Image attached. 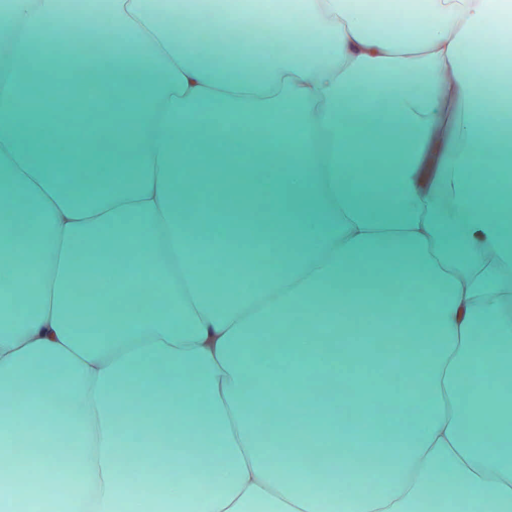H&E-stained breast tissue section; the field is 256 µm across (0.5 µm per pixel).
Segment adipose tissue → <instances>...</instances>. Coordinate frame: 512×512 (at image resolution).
Instances as JSON below:
<instances>
[{
  "mask_svg": "<svg viewBox=\"0 0 512 512\" xmlns=\"http://www.w3.org/2000/svg\"><path fill=\"white\" fill-rule=\"evenodd\" d=\"M408 6L421 24L390 28L354 0H301L315 32L303 49L288 13H267L253 69L224 18L211 34L230 55L221 63L191 49L164 0H92L99 51L119 57L112 101L135 115L130 143L105 125L98 144L106 161L132 152L130 180L60 182L44 145L80 146L79 122L36 127L16 108L38 64L0 79V455L19 433L66 436L71 468L51 452L33 465L77 484L64 512H124L138 484L157 482L162 512H512V148L482 164L505 130L482 106L488 67L460 73L475 33L498 25L499 0ZM81 21L61 0H0V53L63 46ZM133 80L151 88L147 108L130 100ZM201 138L206 205L171 176ZM378 139L377 180L352 178ZM244 153L254 165L240 174ZM26 208L34 222L13 223ZM228 236L274 249L276 266L225 287L205 258ZM82 255L112 282L91 305ZM144 274L153 297L126 305V282ZM367 300L402 340L387 362L358 359L404 384L385 414L345 415L328 352L278 375L250 353L295 335L302 316L345 330ZM140 379L178 397L156 410L145 448L118 416ZM311 383L324 436L257 414L253 388ZM377 432L390 454L349 482ZM308 447L330 449L326 464L304 466Z\"/></svg>",
  "mask_w": 512,
  "mask_h": 512,
  "instance_id": "1",
  "label": "adipose tissue"
}]
</instances>
